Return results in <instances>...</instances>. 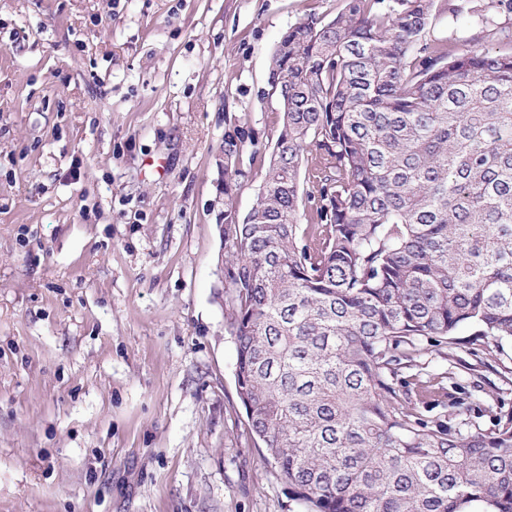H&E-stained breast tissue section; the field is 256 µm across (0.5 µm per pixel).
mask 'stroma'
Returning a JSON list of instances; mask_svg holds the SVG:
<instances>
[{
    "mask_svg": "<svg viewBox=\"0 0 512 512\" xmlns=\"http://www.w3.org/2000/svg\"><path fill=\"white\" fill-rule=\"evenodd\" d=\"M340 0H0V512H306L226 326L224 136L252 208L271 52ZM427 420L512 413V342L427 344Z\"/></svg>",
    "mask_w": 512,
    "mask_h": 512,
    "instance_id": "35a3bbf8",
    "label": "stroma"
}]
</instances>
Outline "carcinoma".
Here are the masks:
<instances>
[{
  "mask_svg": "<svg viewBox=\"0 0 512 512\" xmlns=\"http://www.w3.org/2000/svg\"><path fill=\"white\" fill-rule=\"evenodd\" d=\"M503 10L512 0L310 10L271 55L279 128L245 215L234 203L241 138L224 137L236 389L309 512H512V415L491 433H452L394 387L396 366L424 340L451 350L474 327L512 342ZM465 12L497 51L431 37L440 18Z\"/></svg>",
  "mask_w": 512,
  "mask_h": 512,
  "instance_id": "cac0c4a2",
  "label": "carcinoma"
}]
</instances>
